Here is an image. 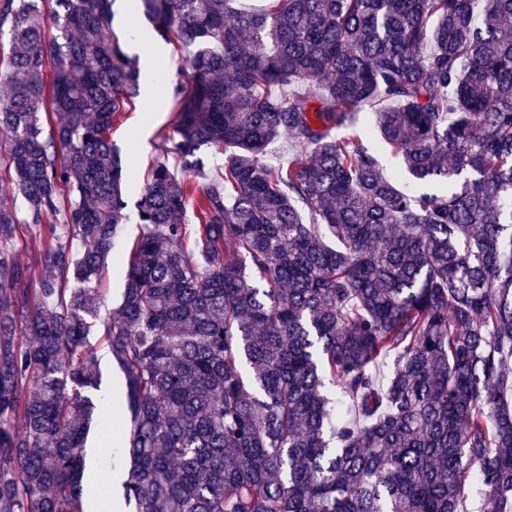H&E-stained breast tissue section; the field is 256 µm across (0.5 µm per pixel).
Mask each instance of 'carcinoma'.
I'll return each instance as SVG.
<instances>
[{
  "instance_id": "carcinoma-1",
  "label": "carcinoma",
  "mask_w": 512,
  "mask_h": 512,
  "mask_svg": "<svg viewBox=\"0 0 512 512\" xmlns=\"http://www.w3.org/2000/svg\"><path fill=\"white\" fill-rule=\"evenodd\" d=\"M112 2L0 0L6 166L55 219L38 274L0 205V512H86L97 320L132 413L99 454L128 457L133 512H466L472 483L512 512V0H137L184 51L198 180L154 166L101 320L130 176L108 130L140 94Z\"/></svg>"
}]
</instances>
